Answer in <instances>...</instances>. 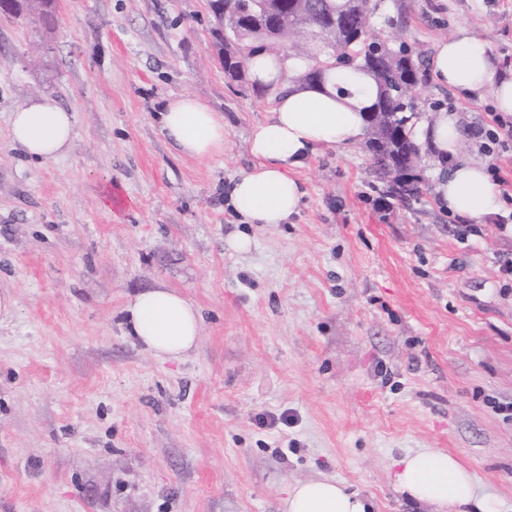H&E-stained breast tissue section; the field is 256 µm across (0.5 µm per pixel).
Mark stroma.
I'll return each mask as SVG.
<instances>
[{"label":"stroma","mask_w":512,"mask_h":512,"mask_svg":"<svg viewBox=\"0 0 512 512\" xmlns=\"http://www.w3.org/2000/svg\"><path fill=\"white\" fill-rule=\"evenodd\" d=\"M461 26L512 67V0H378L374 16L417 64V120L452 107L471 130L512 125L491 94L430 80L435 43ZM183 94L223 112L220 155L162 134L161 101ZM42 96L75 114L70 151L47 163L9 138ZM271 99L225 77L210 0H55L49 24L0 13V291L16 301L0 323V512H282L322 478L373 512H436L395 482L419 448L512 512V234L441 209L430 154L418 195L387 192L361 141L299 171L290 223H241L224 198ZM159 285L201 315L180 362L127 334L126 306Z\"/></svg>","instance_id":"stroma-1"}]
</instances>
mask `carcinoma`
I'll list each match as a JSON object with an SVG mask.
<instances>
[{
	"mask_svg": "<svg viewBox=\"0 0 512 512\" xmlns=\"http://www.w3.org/2000/svg\"><path fill=\"white\" fill-rule=\"evenodd\" d=\"M210 6L215 14L224 10V73L232 80L245 75L259 51L315 62L296 72L299 84L321 82L340 68L368 77L374 91L364 109L371 161L390 179L391 192H414L410 173L421 161L411 137L414 107L401 111L390 89L400 85L412 91L416 63L404 44L394 48L373 36L374 0H305L300 13L292 0H211Z\"/></svg>",
	"mask_w": 512,
	"mask_h": 512,
	"instance_id": "1",
	"label": "carcinoma"
}]
</instances>
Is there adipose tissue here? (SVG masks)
<instances>
[{
    "instance_id": "adipose-tissue-1",
    "label": "adipose tissue",
    "mask_w": 512,
    "mask_h": 512,
    "mask_svg": "<svg viewBox=\"0 0 512 512\" xmlns=\"http://www.w3.org/2000/svg\"><path fill=\"white\" fill-rule=\"evenodd\" d=\"M301 63L261 53L250 62L252 79L273 93L266 118L251 129L252 167L231 185L229 204L245 224H285L298 214L305 190L295 174L322 148L357 142L364 134L363 107L370 103L366 82L339 94L333 83H295ZM435 83L465 99L492 94L497 111L512 114V76L497 73L486 43L460 27L437 43L429 61ZM165 138L184 156L204 160L224 150V116L192 95L167 99L158 112ZM75 116L54 98L30 100L11 115L9 136L26 157L49 161L68 153L74 141ZM465 121L443 109L420 124L418 137L448 171L438 172L435 193L448 211L482 221L504 211L506 203L484 164L461 152ZM129 333L163 362L180 361L199 343L201 316L180 293L158 286L138 293L126 308ZM396 475L398 487L420 502L441 508L475 506L497 512L477 497V478L449 453L422 449L405 455ZM367 498L333 479L295 484L283 512H369Z\"/></svg>"
}]
</instances>
